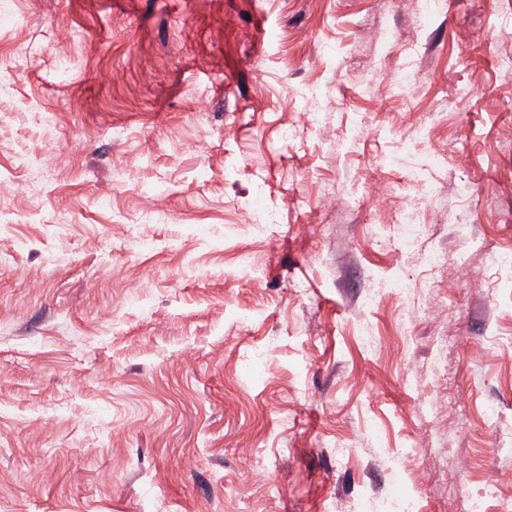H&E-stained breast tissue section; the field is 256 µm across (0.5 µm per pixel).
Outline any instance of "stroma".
Segmentation results:
<instances>
[{
	"instance_id": "35a3bbf8",
	"label": "stroma",
	"mask_w": 512,
	"mask_h": 512,
	"mask_svg": "<svg viewBox=\"0 0 512 512\" xmlns=\"http://www.w3.org/2000/svg\"><path fill=\"white\" fill-rule=\"evenodd\" d=\"M7 5L0 512L512 492V0L424 29L420 0ZM421 130L425 234L379 248L370 225L418 202L383 159ZM259 193L277 223L250 222Z\"/></svg>"
}]
</instances>
